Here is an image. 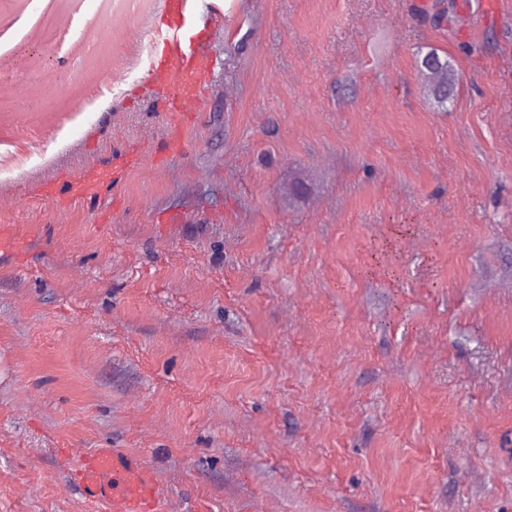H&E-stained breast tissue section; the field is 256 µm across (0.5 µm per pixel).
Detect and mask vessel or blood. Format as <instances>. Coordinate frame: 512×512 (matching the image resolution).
Segmentation results:
<instances>
[{
  "label": "vessel or blood",
  "mask_w": 512,
  "mask_h": 512,
  "mask_svg": "<svg viewBox=\"0 0 512 512\" xmlns=\"http://www.w3.org/2000/svg\"><path fill=\"white\" fill-rule=\"evenodd\" d=\"M171 20L156 29V54L150 57L148 73L153 83L173 90L172 111L184 112L199 103L197 88L182 90L181 82L208 70L206 41L191 36L198 24L192 0H167ZM76 481L91 502L105 504L107 512H149L159 489L148 466L139 458L113 448H98L77 462Z\"/></svg>",
  "instance_id": "vessel-or-blood-1"
}]
</instances>
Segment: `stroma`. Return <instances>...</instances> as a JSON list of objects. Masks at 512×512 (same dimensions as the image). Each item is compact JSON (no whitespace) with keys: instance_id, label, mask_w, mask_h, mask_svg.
Listing matches in <instances>:
<instances>
[{"instance_id":"obj_1","label":"stroma","mask_w":512,"mask_h":512,"mask_svg":"<svg viewBox=\"0 0 512 512\" xmlns=\"http://www.w3.org/2000/svg\"><path fill=\"white\" fill-rule=\"evenodd\" d=\"M497 2L195 0L178 117L165 0H0V512H107L91 448L156 512H512ZM192 0H168L172 20L154 33L156 51L150 57L148 73L153 83L173 88L169 98L172 112L194 109L199 103L195 77L209 69L206 41L202 37H187V31L199 24ZM160 54V59L158 55ZM177 67L178 78L173 69ZM193 80L187 91L178 89L184 81ZM417 56L418 67L422 72L433 77L448 74V59H442L435 50L430 49L425 54L419 51ZM76 481L84 498L108 512H149L159 489L148 466L114 448H97L77 462Z\"/></svg>"}]
</instances>
